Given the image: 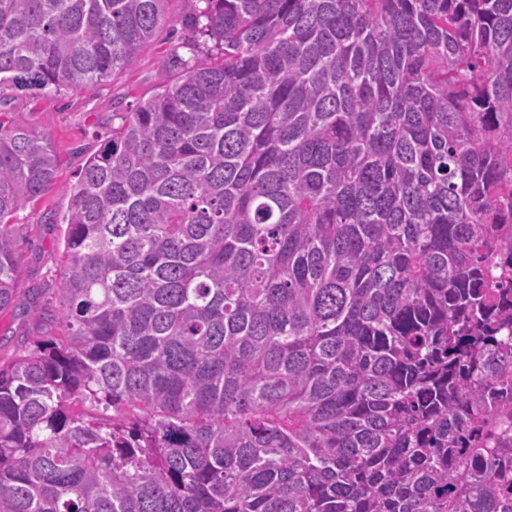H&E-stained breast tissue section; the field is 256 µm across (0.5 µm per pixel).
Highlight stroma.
Instances as JSON below:
<instances>
[{"label":"stroma","instance_id":"35a3bbf8","mask_svg":"<svg viewBox=\"0 0 512 512\" xmlns=\"http://www.w3.org/2000/svg\"><path fill=\"white\" fill-rule=\"evenodd\" d=\"M195 5L196 0H170L177 25L161 29L125 72L92 91L37 94L0 88V120L21 121L50 135L59 158L58 191L20 212L14 226L21 268L13 306L0 315V365L12 362L37 339L56 335L45 317L60 310L64 227L59 219L68 204L64 188L110 134L113 113L133 111L162 81L161 63L174 47L195 39V32L181 24Z\"/></svg>","mask_w":512,"mask_h":512}]
</instances>
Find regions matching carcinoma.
<instances>
[{
  "label": "carcinoma",
  "mask_w": 512,
  "mask_h": 512,
  "mask_svg": "<svg viewBox=\"0 0 512 512\" xmlns=\"http://www.w3.org/2000/svg\"><path fill=\"white\" fill-rule=\"evenodd\" d=\"M169 2L0 0V85L92 91ZM198 2L68 189L0 512H512V0ZM57 173L0 122V314Z\"/></svg>",
  "instance_id": "cac0c4a2"
}]
</instances>
